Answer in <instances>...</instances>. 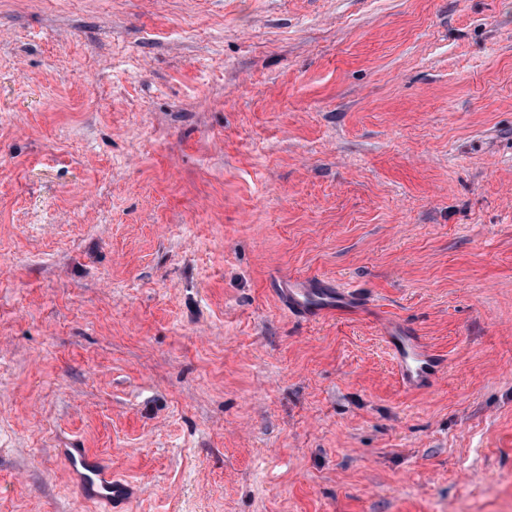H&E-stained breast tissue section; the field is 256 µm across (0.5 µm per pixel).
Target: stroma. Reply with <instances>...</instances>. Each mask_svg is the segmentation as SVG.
Masks as SVG:
<instances>
[{
    "label": "stroma",
    "instance_id": "obj_1",
    "mask_svg": "<svg viewBox=\"0 0 512 512\" xmlns=\"http://www.w3.org/2000/svg\"><path fill=\"white\" fill-rule=\"evenodd\" d=\"M61 448L128 512H512V0H0V512H100ZM268 288L289 314L306 322H317L335 313H352L364 306L357 294L326 278H290L288 283L274 279ZM383 338L392 352L399 379L405 388L428 390L445 371L446 360L413 328L403 326L386 331ZM64 457L71 481L87 500L105 506L108 512H123L137 494L129 481L112 475V465L86 448L58 449Z\"/></svg>",
    "mask_w": 512,
    "mask_h": 512
}]
</instances>
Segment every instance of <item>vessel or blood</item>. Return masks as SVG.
Returning <instances> with one entry per match:
<instances>
[{"instance_id": "vessel-or-blood-1", "label": "vessel or blood", "mask_w": 512, "mask_h": 512, "mask_svg": "<svg viewBox=\"0 0 512 512\" xmlns=\"http://www.w3.org/2000/svg\"><path fill=\"white\" fill-rule=\"evenodd\" d=\"M268 288L289 314L306 322H317L335 313H352L363 305L357 294L326 278H292L286 282L274 279ZM384 340L405 388L430 389L443 374L445 359L413 328L388 331ZM61 454L71 481L85 499L103 504L107 512H124L137 493L134 485L114 476L111 465L88 449L65 448Z\"/></svg>"}]
</instances>
